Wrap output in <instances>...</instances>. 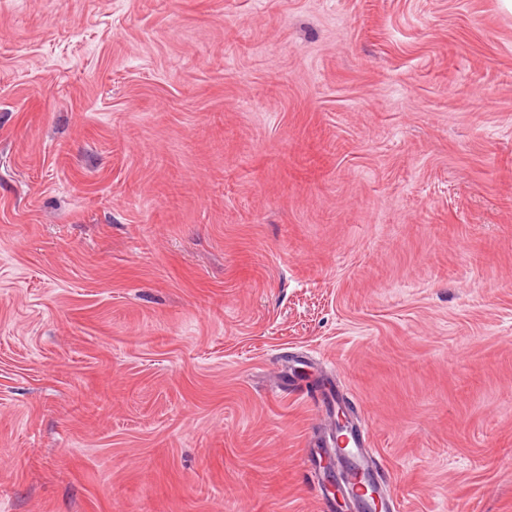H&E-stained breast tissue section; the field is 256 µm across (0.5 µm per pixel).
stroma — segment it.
Instances as JSON below:
<instances>
[{"label": "stroma", "instance_id": "stroma-1", "mask_svg": "<svg viewBox=\"0 0 512 512\" xmlns=\"http://www.w3.org/2000/svg\"><path fill=\"white\" fill-rule=\"evenodd\" d=\"M512 512L502 0H0V512ZM348 449L338 461V478L341 489L349 499L353 508L362 510L365 507L368 498L362 497L356 489L353 476L358 471H368L378 484V496L382 512H397V500L391 492L387 481L380 473L376 462L372 458L370 451V437L366 429L356 428L348 432ZM349 445H351L349 447Z\"/></svg>", "mask_w": 512, "mask_h": 512}]
</instances>
